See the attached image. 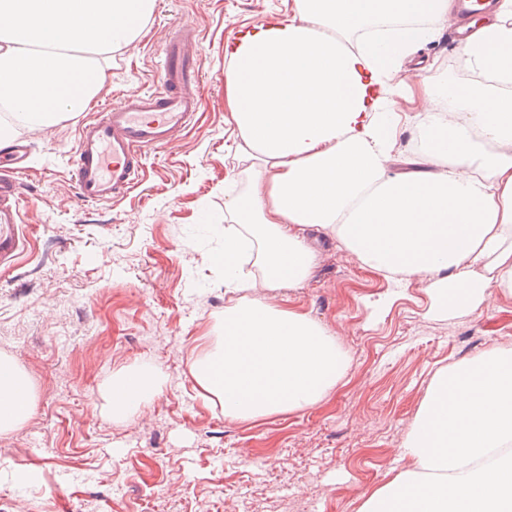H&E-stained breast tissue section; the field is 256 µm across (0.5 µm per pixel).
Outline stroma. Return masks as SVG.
<instances>
[{
  "mask_svg": "<svg viewBox=\"0 0 512 512\" xmlns=\"http://www.w3.org/2000/svg\"><path fill=\"white\" fill-rule=\"evenodd\" d=\"M293 0H157L147 33L114 54L92 111L44 131L22 179L20 253L0 265V356L31 376L36 403L0 437V512H358L360 496L400 467V446L437 370L490 346L512 347V296L448 318L423 282L398 288L324 244L290 304L334 331L350 357L324 402L257 423L203 407L190 364L232 300L213 263L236 138L224 112V46ZM197 38L201 109L146 176L116 202L79 200L78 129L124 97L159 89L170 30ZM145 364L161 394L113 421V373Z\"/></svg>",
  "mask_w": 512,
  "mask_h": 512,
  "instance_id": "1",
  "label": "stroma"
}]
</instances>
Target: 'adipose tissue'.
<instances>
[{
    "instance_id": "1",
    "label": "adipose tissue",
    "mask_w": 512,
    "mask_h": 512,
    "mask_svg": "<svg viewBox=\"0 0 512 512\" xmlns=\"http://www.w3.org/2000/svg\"><path fill=\"white\" fill-rule=\"evenodd\" d=\"M156 0H0V147L91 109L110 55L139 42ZM454 0H294L224 49L228 121L248 185L225 207L215 257L238 296L190 374L205 405L256 422L307 409L346 357L310 312L256 297L314 276L317 235L399 284L424 281L451 317L512 295V0L457 51L463 81L417 52L455 22ZM422 145L399 147L403 129ZM133 365L106 390L112 417L162 391ZM34 408L27 374L0 357V436ZM399 471L359 512H512V348L493 346L433 376Z\"/></svg>"
}]
</instances>
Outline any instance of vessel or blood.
<instances>
[{
	"label": "vessel or blood",
	"mask_w": 512,
	"mask_h": 512,
	"mask_svg": "<svg viewBox=\"0 0 512 512\" xmlns=\"http://www.w3.org/2000/svg\"><path fill=\"white\" fill-rule=\"evenodd\" d=\"M190 40L175 31L165 42L161 90L129 99L84 123L74 155L78 195L86 202L117 201L144 177L143 157L190 126L200 106ZM22 143L0 152V261L13 257L21 222L17 200Z\"/></svg>",
	"instance_id": "vessel-or-blood-1"
}]
</instances>
